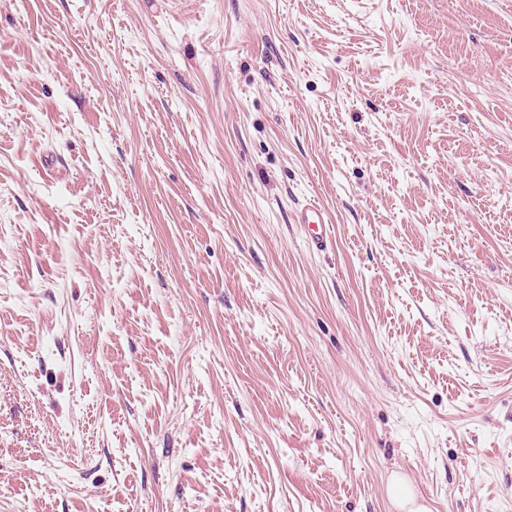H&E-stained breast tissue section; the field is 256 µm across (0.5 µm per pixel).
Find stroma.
I'll return each mask as SVG.
<instances>
[{
	"mask_svg": "<svg viewBox=\"0 0 512 512\" xmlns=\"http://www.w3.org/2000/svg\"><path fill=\"white\" fill-rule=\"evenodd\" d=\"M395 479L512 512V0H0V512ZM296 218V224H302L313 231L312 245L322 248L329 238V223L322 208L316 204H306L298 211Z\"/></svg>",
	"mask_w": 512,
	"mask_h": 512,
	"instance_id": "35a3bbf8",
	"label": "stroma"
}]
</instances>
